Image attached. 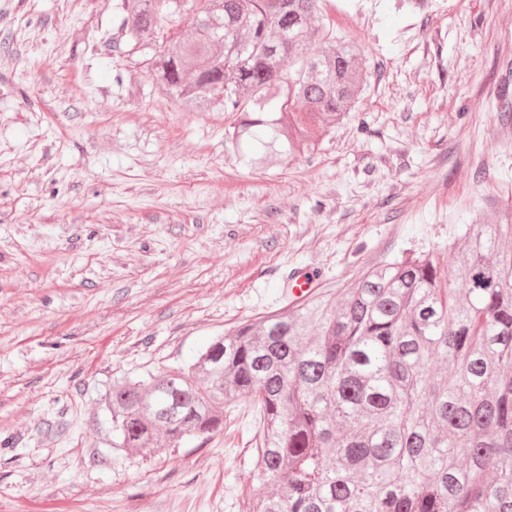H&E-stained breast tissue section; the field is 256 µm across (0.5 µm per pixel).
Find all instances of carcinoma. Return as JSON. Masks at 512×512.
I'll list each match as a JSON object with an SVG mask.
<instances>
[{
    "mask_svg": "<svg viewBox=\"0 0 512 512\" xmlns=\"http://www.w3.org/2000/svg\"><path fill=\"white\" fill-rule=\"evenodd\" d=\"M324 2L124 0L122 30L148 45L189 5L190 36L153 55L155 86L184 111L232 113L225 139L267 168L284 144L315 150L363 88V48L317 23ZM448 251L241 324L187 368L114 382L112 447L209 440L248 398L256 479L281 491H255L247 512H512V205Z\"/></svg>",
    "mask_w": 512,
    "mask_h": 512,
    "instance_id": "cac0c4a2",
    "label": "carcinoma"
}]
</instances>
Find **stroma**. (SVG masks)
<instances>
[{
    "instance_id": "1",
    "label": "stroma",
    "mask_w": 512,
    "mask_h": 512,
    "mask_svg": "<svg viewBox=\"0 0 512 512\" xmlns=\"http://www.w3.org/2000/svg\"><path fill=\"white\" fill-rule=\"evenodd\" d=\"M366 49L351 117L257 169L227 112L155 91L123 0H0V512H243L259 424L116 451L112 382L191 365L292 305L339 298L512 202V0H327Z\"/></svg>"
}]
</instances>
